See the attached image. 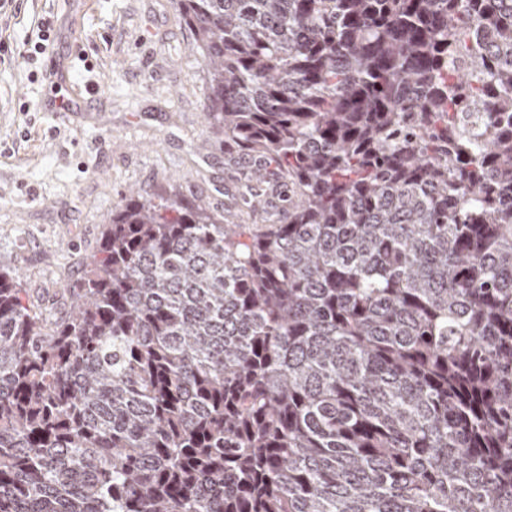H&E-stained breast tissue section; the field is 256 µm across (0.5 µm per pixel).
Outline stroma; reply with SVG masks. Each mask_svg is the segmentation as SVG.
Wrapping results in <instances>:
<instances>
[{"mask_svg": "<svg viewBox=\"0 0 512 512\" xmlns=\"http://www.w3.org/2000/svg\"><path fill=\"white\" fill-rule=\"evenodd\" d=\"M54 14L50 56L78 115L52 112L47 90L22 59L0 64V268L17 272L48 313L67 310L113 208L129 193L175 190L228 224H271L278 190L261 185L265 209L243 207L246 175L261 159L221 145L203 110L205 65L175 0H23L10 22L23 40L34 18ZM33 111H15V100Z\"/></svg>", "mask_w": 512, "mask_h": 512, "instance_id": "obj_1", "label": "stroma"}]
</instances>
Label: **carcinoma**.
<instances>
[{
  "instance_id": "obj_1",
  "label": "carcinoma",
  "mask_w": 512,
  "mask_h": 512,
  "mask_svg": "<svg viewBox=\"0 0 512 512\" xmlns=\"http://www.w3.org/2000/svg\"><path fill=\"white\" fill-rule=\"evenodd\" d=\"M275 224L131 194L65 314L0 269V512H512V0H177Z\"/></svg>"
}]
</instances>
